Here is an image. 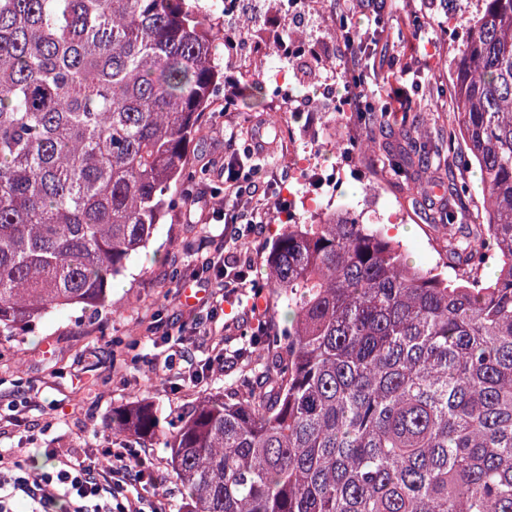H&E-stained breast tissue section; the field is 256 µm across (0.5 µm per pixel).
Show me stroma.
I'll return each instance as SVG.
<instances>
[{
    "label": "stroma",
    "mask_w": 512,
    "mask_h": 512,
    "mask_svg": "<svg viewBox=\"0 0 512 512\" xmlns=\"http://www.w3.org/2000/svg\"><path fill=\"white\" fill-rule=\"evenodd\" d=\"M465 3L413 0L411 9L400 10L392 22L400 24L412 14L424 18L435 37L434 51L413 55L408 40L388 32L372 46L368 60L371 81L379 83L382 94L410 99V110L426 133L430 151L421 167L423 186L397 181L381 162L385 151L405 141L394 116L341 189L347 202L362 198L368 184L395 198L407 216L396 239L410 263L425 269L448 260L435 224L446 200L430 194V186L450 178L469 182L472 193L465 207L474 215L482 206L478 172L456 166V152L448 146L455 105L446 92L444 61L464 32H448L447 19L460 17ZM259 126L271 145L265 153L253 143ZM288 126V118L272 122L269 112L247 110L240 100L229 112L217 103L202 117L187 149L189 167L199 171L217 201L226 196L227 164L259 166L261 194L256 205L263 223L256 233L230 239L223 215L178 206L114 282L111 307L64 309L42 319L31 332L0 341V448L14 452L33 473L53 467V448L75 449L97 463L106 448L138 450L161 474L169 508L178 512L183 494L172 479L165 449L155 441L113 434L112 412L145 400L168 419L208 397L232 392L246 396L247 382L259 365L253 335L262 328L269 338L284 337L288 316L265 282L267 254L280 232L277 216L291 188ZM217 247L249 258L251 271L244 287L215 290L214 312L197 330L183 284L201 257ZM172 354L179 360L168 371L164 362ZM218 355L223 363L216 366L212 360Z\"/></svg>",
    "instance_id": "35a3bbf8"
}]
</instances>
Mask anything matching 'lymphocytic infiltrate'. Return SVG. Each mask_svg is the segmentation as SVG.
<instances>
[{
  "instance_id": "1",
  "label": "lymphocytic infiltrate",
  "mask_w": 512,
  "mask_h": 512,
  "mask_svg": "<svg viewBox=\"0 0 512 512\" xmlns=\"http://www.w3.org/2000/svg\"><path fill=\"white\" fill-rule=\"evenodd\" d=\"M109 455L112 466L104 471L77 452L58 451L52 470L35 474L0 452V512H14L21 498L35 506L59 498L69 512H168L165 499L143 493L145 485L159 483L158 473L134 452L113 449Z\"/></svg>"
}]
</instances>
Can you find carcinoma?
Returning a JSON list of instances; mask_svg holds the SVG:
<instances>
[{"label":"carcinoma","instance_id":"1","mask_svg":"<svg viewBox=\"0 0 512 512\" xmlns=\"http://www.w3.org/2000/svg\"><path fill=\"white\" fill-rule=\"evenodd\" d=\"M466 25L448 141L489 204L472 227L469 186L448 179L439 223L463 273L412 265L345 209L288 225L266 270L291 326L248 397L164 425L150 402L112 413V432L169 451L182 512H512V0H473ZM230 28L203 0H0V337L110 306L188 201L214 91L266 107L265 64L226 81L247 35ZM386 119L368 100L364 140ZM425 154L386 161L417 182ZM484 250L490 281L472 265Z\"/></svg>","mask_w":512,"mask_h":512}]
</instances>
